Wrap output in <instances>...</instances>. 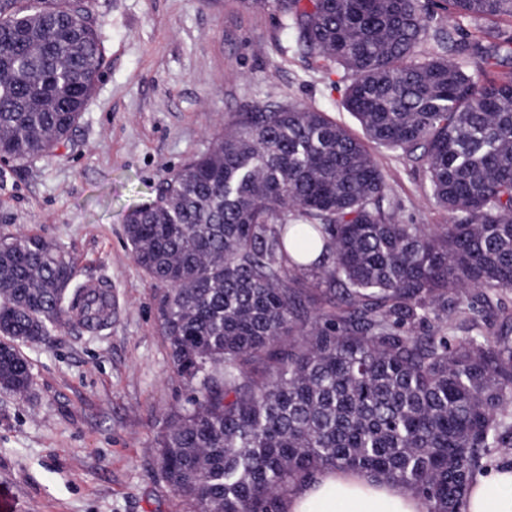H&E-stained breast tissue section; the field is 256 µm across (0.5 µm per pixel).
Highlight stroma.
Here are the masks:
<instances>
[{"mask_svg": "<svg viewBox=\"0 0 512 512\" xmlns=\"http://www.w3.org/2000/svg\"><path fill=\"white\" fill-rule=\"evenodd\" d=\"M102 75L69 138L47 157L0 163V235L36 234L72 260L74 282L106 281L119 308L90 332L68 319L26 346L33 386L0 391L6 512H188L157 476L160 441L191 389L172 369L157 282L136 265L125 215L211 147L238 113L297 103L360 134L343 72L294 55L274 4L251 0H87ZM372 152L404 222L444 224L423 177Z\"/></svg>", "mask_w": 512, "mask_h": 512, "instance_id": "1", "label": "stroma"}]
</instances>
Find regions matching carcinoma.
I'll return each instance as SVG.
<instances>
[{"mask_svg": "<svg viewBox=\"0 0 512 512\" xmlns=\"http://www.w3.org/2000/svg\"><path fill=\"white\" fill-rule=\"evenodd\" d=\"M275 6L299 56L350 78L363 137L307 107H257L129 211L192 387L158 476L189 512H280L323 469L465 512L482 461L512 454V318L482 325L512 293V32L457 39L441 14L511 22L512 0ZM103 64L85 0H0V155L48 156ZM370 143L422 173L449 223L401 220ZM73 279L63 250L0 235L1 391L32 387L23 347L66 316Z\"/></svg>", "mask_w": 512, "mask_h": 512, "instance_id": "obj_1", "label": "carcinoma"}]
</instances>
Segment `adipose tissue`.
I'll use <instances>...</instances> for the list:
<instances>
[{
	"mask_svg": "<svg viewBox=\"0 0 512 512\" xmlns=\"http://www.w3.org/2000/svg\"><path fill=\"white\" fill-rule=\"evenodd\" d=\"M282 512H426L424 501L396 483L327 469L290 492ZM467 512H512V469L500 467L477 476Z\"/></svg>",
	"mask_w": 512,
	"mask_h": 512,
	"instance_id": "obj_1",
	"label": "adipose tissue"
}]
</instances>
